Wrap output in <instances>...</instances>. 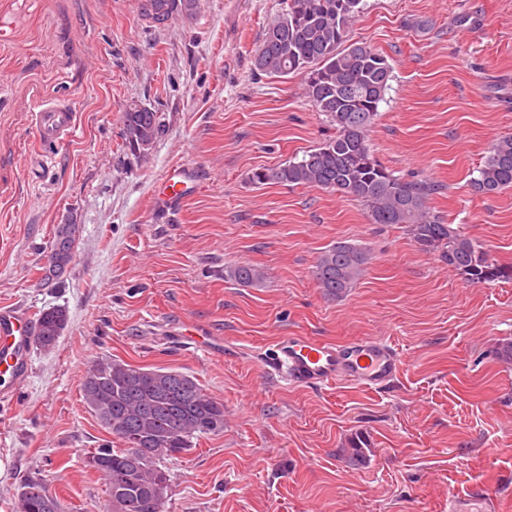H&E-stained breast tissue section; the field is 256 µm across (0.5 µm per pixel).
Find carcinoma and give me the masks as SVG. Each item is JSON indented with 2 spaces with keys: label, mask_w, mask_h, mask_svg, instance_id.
I'll return each instance as SVG.
<instances>
[{
  "label": "carcinoma",
  "mask_w": 512,
  "mask_h": 512,
  "mask_svg": "<svg viewBox=\"0 0 512 512\" xmlns=\"http://www.w3.org/2000/svg\"><path fill=\"white\" fill-rule=\"evenodd\" d=\"M147 21L164 25L190 0H148ZM361 0H283L281 14L268 25L253 55V72L270 77L304 74V95L321 112L336 135L304 154L301 160L259 168L249 176L255 184L278 183L315 187L354 198L368 209L374 224H400L417 247L438 256L471 284L512 279V265L501 264L455 224H446L430 207L439 186L426 180L397 176L373 154L369 133L385 100L392 68L386 56L367 42H348L347 35ZM127 147L136 152L152 145L164 132L156 112L147 107L123 114ZM472 191L493 195L512 188V135L499 138L489 149ZM77 225L61 224L56 253L44 279L59 276L73 258ZM371 260L367 249L339 242L317 258L313 278L323 295L340 298L356 283ZM227 276L241 283L262 277L252 265L233 266ZM68 324L61 308L42 311L34 336L44 348L56 345ZM84 403L97 419L109 414L118 424L130 423L137 432V450L114 449L106 443L92 454L112 472L119 484L108 485L110 512H165L170 479L161 478L160 464L192 447V439L224 428V403L204 392L181 371L137 368L110 357L95 361L81 382ZM370 447L363 437L343 449L352 463L365 458ZM45 486L38 476L24 482L17 496V512H46L32 491Z\"/></svg>",
  "instance_id": "1"
}]
</instances>
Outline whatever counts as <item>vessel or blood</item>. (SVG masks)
I'll use <instances>...</instances> for the list:
<instances>
[{"label": "vessel or blood", "instance_id": "vessel-or-blood-1", "mask_svg": "<svg viewBox=\"0 0 512 512\" xmlns=\"http://www.w3.org/2000/svg\"><path fill=\"white\" fill-rule=\"evenodd\" d=\"M36 130L40 143H62L77 125L78 114L67 103L35 104ZM34 322L23 310L0 307V399L11 400L27 378L31 362ZM188 344L207 355L223 354L221 337L198 333L187 336ZM261 362L275 376L302 387H321L350 382L378 388L401 374L399 353L382 338L354 339L333 344L306 336L279 337L261 355ZM448 512H499L497 499L486 493L465 492L448 500Z\"/></svg>", "mask_w": 512, "mask_h": 512}]
</instances>
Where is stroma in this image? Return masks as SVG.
<instances>
[{
	"label": "stroma",
	"instance_id": "35a3bbf8",
	"mask_svg": "<svg viewBox=\"0 0 512 512\" xmlns=\"http://www.w3.org/2000/svg\"><path fill=\"white\" fill-rule=\"evenodd\" d=\"M138 4L0 0V307L69 318L54 347H32L24 385L0 408V512H14L33 476L63 512H102L106 485L85 456L110 435L81 381L105 356L187 373L224 403L223 430L166 461V512H448L449 497L472 489L512 512V364L498 355L512 341V281L466 283L357 200L249 182L335 134L302 74H252L281 0H194L160 27ZM350 39L392 67L376 157L439 185L433 212L512 263V189L469 186L512 134V0H362ZM68 99L78 126L39 162L33 106ZM131 100L165 117L141 153L123 136ZM180 166L198 186L161 205L158 185ZM70 215L74 257L44 283ZM339 241L371 261L330 300L312 270ZM235 264L264 277L227 279ZM191 327L222 337L224 356L182 344ZM285 334L382 337L405 369L379 389L300 387L259 361ZM360 434L371 450L354 465L342 450Z\"/></svg>",
	"mask_w": 512,
	"mask_h": 512
}]
</instances>
